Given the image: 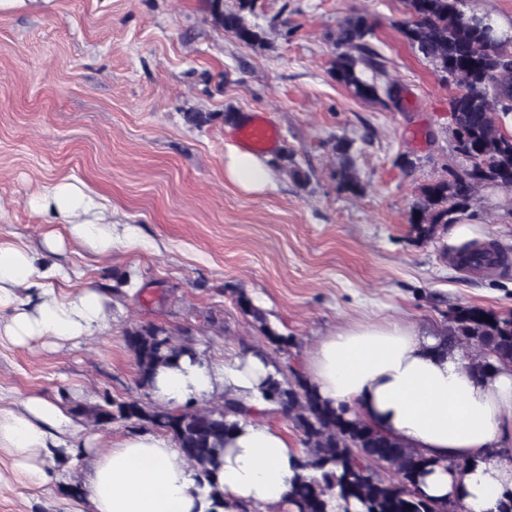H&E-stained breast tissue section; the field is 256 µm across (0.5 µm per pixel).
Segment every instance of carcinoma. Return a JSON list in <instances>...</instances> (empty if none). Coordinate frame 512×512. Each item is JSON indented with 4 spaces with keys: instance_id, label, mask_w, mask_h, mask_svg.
<instances>
[{
    "instance_id": "1",
    "label": "carcinoma",
    "mask_w": 512,
    "mask_h": 512,
    "mask_svg": "<svg viewBox=\"0 0 512 512\" xmlns=\"http://www.w3.org/2000/svg\"><path fill=\"white\" fill-rule=\"evenodd\" d=\"M404 2L406 18L398 23L400 33L442 80L458 85L449 100L452 132L456 151L471 162L461 174L420 187L408 223L417 238L432 240L457 223L479 187L512 188V134L501 131L512 115V38L488 17L474 20L475 14L461 9L463 0ZM202 5L213 26L253 48L266 47L263 29L247 18L255 0H238L233 10L224 9V0H202ZM371 31L364 15L344 18L336 32L337 53L330 72L355 96L379 102L382 93L392 98L394 88L382 89L365 76L364 68L378 69V54L366 42ZM493 105L499 112L496 123L488 118ZM349 148L342 142L333 146L342 158L332 175L339 189L357 193L361 182L348 157ZM238 303L262 323L272 342L290 344V337L272 330L245 294L239 295ZM484 316L490 321L482 320ZM126 336L139 386L147 391L158 368L173 365L184 355H198L192 343H176L165 328L154 324L134 327ZM441 345L467 350L469 368L479 377L501 366L511 368L512 311L458 306L448 314ZM261 391L302 435L304 451L287 498L293 512H460L465 508L459 499L440 505L419 491L421 478L435 461L350 415L344 407L321 400L301 373L293 371L287 377L277 371L268 376ZM76 413L98 425L125 420L165 432L197 476L208 479L223 464L224 445L246 408L224 396L208 408L184 409L107 397L102 404L77 408Z\"/></svg>"
}]
</instances>
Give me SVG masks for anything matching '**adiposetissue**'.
I'll return each mask as SVG.
<instances>
[{
    "instance_id": "adipose-tissue-1",
    "label": "adipose tissue",
    "mask_w": 512,
    "mask_h": 512,
    "mask_svg": "<svg viewBox=\"0 0 512 512\" xmlns=\"http://www.w3.org/2000/svg\"><path fill=\"white\" fill-rule=\"evenodd\" d=\"M38 206L51 220L68 223L72 236L111 252L102 199L59 185ZM66 277L24 244L0 241V312L10 314L0 335L24 346L37 337L78 343L100 334L103 290L57 293L55 283ZM20 286L26 298H19ZM468 363L464 351L442 349L437 334L414 324L372 322L323 336L310 353L308 375L321 399L437 459L419 484L426 496L462 499L469 512H498L512 490V461L496 453L503 429L512 425V370L480 377ZM270 371L265 359L250 354L215 362L186 355L153 379V399L170 408L203 406L224 394L248 407L213 477L226 512H236L239 503L263 512L284 504L296 473L300 450L260 418L267 404L259 388ZM91 443L53 402L31 397L18 408L0 406V449L10 453L26 485L55 480L44 461L58 449ZM92 450L83 496L68 512H210L207 491L197 487L194 469L170 435L139 429ZM448 458L465 461L466 471L448 470Z\"/></svg>"
}]
</instances>
